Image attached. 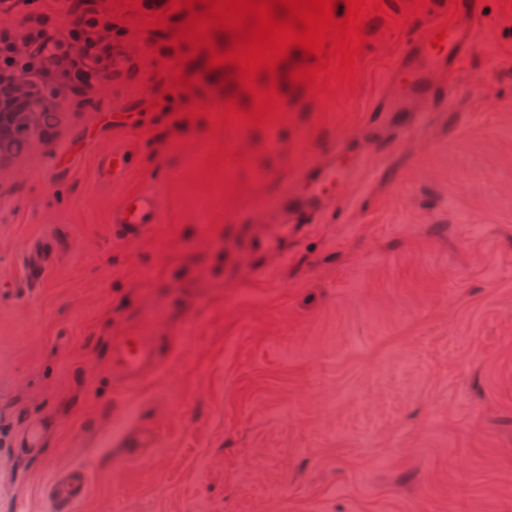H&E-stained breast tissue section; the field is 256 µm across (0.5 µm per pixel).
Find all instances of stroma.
Listing matches in <instances>:
<instances>
[{
	"label": "stroma",
	"instance_id": "stroma-1",
	"mask_svg": "<svg viewBox=\"0 0 512 512\" xmlns=\"http://www.w3.org/2000/svg\"><path fill=\"white\" fill-rule=\"evenodd\" d=\"M144 2L72 0L64 14L0 0L1 39L64 40L84 16L131 46L63 96L49 146L0 160V512H55L43 490L74 464L91 491L73 512H512V9L482 4L447 111L361 144L383 174L254 277L246 212L362 119L429 16L369 18L357 80L319 100L291 82L301 50L261 71L257 85L286 99L268 130L210 132L206 111L252 99L202 92L193 126L165 139L150 110L169 81L156 48L179 23L150 28ZM115 142L139 149L129 187L165 186L163 224L131 249L112 236L115 195L94 170ZM225 145L232 158L210 166ZM138 313L163 334L189 329L136 396L161 446L124 465L89 450L112 421L109 338Z\"/></svg>",
	"mask_w": 512,
	"mask_h": 512
}]
</instances>
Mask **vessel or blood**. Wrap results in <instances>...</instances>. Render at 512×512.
Here are the masks:
<instances>
[{"label": "vessel or blood", "instance_id": "b4317fda", "mask_svg": "<svg viewBox=\"0 0 512 512\" xmlns=\"http://www.w3.org/2000/svg\"><path fill=\"white\" fill-rule=\"evenodd\" d=\"M430 21L412 38L409 45L385 65L375 93L370 98L361 130L374 135L373 113L396 115L403 126H415L423 112H443L448 108L447 84L435 81L438 73L457 74L459 67L475 48L481 25L475 0H462L461 7L449 11L448 0H429ZM447 34L440 49L431 42L438 27ZM338 144L326 145L315 162L303 165L292 175L291 189L283 191L274 205L253 207L247 220L265 224L263 232L254 234L249 249L258 256L286 261L284 249L288 239L303 234L308 225L321 219L339 198L341 188L366 182L364 166H352L343 159ZM137 165L135 153L124 145L113 146L96 158L99 181L117 192L118 200L109 215L117 241L146 238L164 221L161 184L148 183L129 190L125 184ZM184 334L176 326L169 335L154 332V318L147 315L112 338L109 355L111 373L123 401L113 410V425L97 444L98 453L114 460L138 462L151 456L161 442L159 429L145 423L133 412L129 396L161 371L173 357ZM90 476L86 466H71L59 471L47 487L48 499L65 508L83 502L89 492Z\"/></svg>", "mask_w": 512, "mask_h": 512}]
</instances>
